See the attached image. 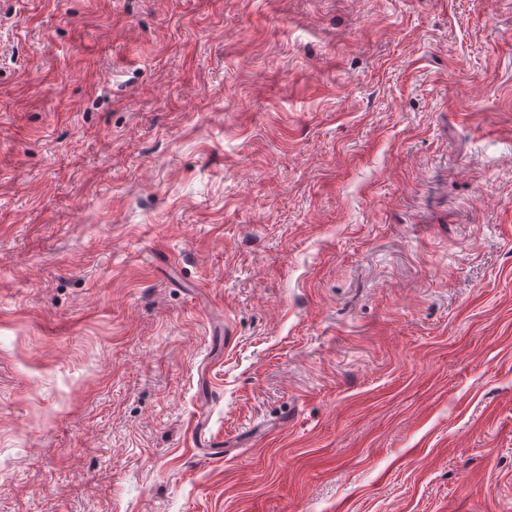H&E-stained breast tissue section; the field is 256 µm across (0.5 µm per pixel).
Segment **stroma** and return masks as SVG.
<instances>
[{
  "mask_svg": "<svg viewBox=\"0 0 512 512\" xmlns=\"http://www.w3.org/2000/svg\"><path fill=\"white\" fill-rule=\"evenodd\" d=\"M0 512H512V0H0Z\"/></svg>",
  "mask_w": 512,
  "mask_h": 512,
  "instance_id": "obj_1",
  "label": "stroma"
}]
</instances>
